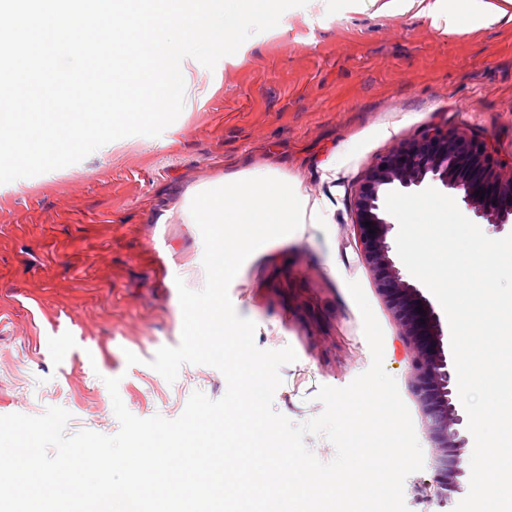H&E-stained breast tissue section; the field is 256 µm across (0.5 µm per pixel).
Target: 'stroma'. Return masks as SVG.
<instances>
[{"mask_svg":"<svg viewBox=\"0 0 512 512\" xmlns=\"http://www.w3.org/2000/svg\"><path fill=\"white\" fill-rule=\"evenodd\" d=\"M182 73L183 110L161 135L120 138L0 184V416L61 407L67 433L115 434L108 377L142 419L178 418L196 391L221 398L226 380L213 367L183 365L170 383L149 366L180 342L176 278L194 291L206 283L202 236L180 205L221 174L274 168L324 217L252 253L229 286L256 345L297 354L280 369L274 409L306 422L323 411L321 386H347L370 367L348 289L358 282L424 453L423 470L405 480L406 505L453 512L469 486L436 495L409 350L361 257L355 193L379 158L433 128L485 138L512 179V21L453 34L370 0H309L214 69L192 59ZM129 351L139 364L128 365Z\"/></svg>","mask_w":512,"mask_h":512,"instance_id":"obj_1","label":"stroma"}]
</instances>
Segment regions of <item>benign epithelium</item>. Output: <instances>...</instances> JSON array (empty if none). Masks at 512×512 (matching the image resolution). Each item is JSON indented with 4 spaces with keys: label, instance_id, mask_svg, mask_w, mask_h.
<instances>
[{
    "label": "benign epithelium",
    "instance_id": "benign-epithelium-1",
    "mask_svg": "<svg viewBox=\"0 0 512 512\" xmlns=\"http://www.w3.org/2000/svg\"><path fill=\"white\" fill-rule=\"evenodd\" d=\"M437 182L447 190L463 192L466 205L487 223L512 224V181L500 178L489 144L439 129H430L421 139L400 145L368 169L356 194L354 224L359 229L363 257L375 273L377 289L398 321L400 336L411 348L414 393L437 448V495L445 500L466 475L464 417L459 413L440 317L395 265L389 243L394 225L385 218L382 207L383 194L392 185L419 188ZM479 190L485 191L484 197L476 195ZM367 221L372 226H366Z\"/></svg>",
    "mask_w": 512,
    "mask_h": 512
}]
</instances>
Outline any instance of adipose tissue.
I'll return each mask as SVG.
<instances>
[{"instance_id": "obj_1", "label": "adipose tissue", "mask_w": 512, "mask_h": 512, "mask_svg": "<svg viewBox=\"0 0 512 512\" xmlns=\"http://www.w3.org/2000/svg\"><path fill=\"white\" fill-rule=\"evenodd\" d=\"M431 20H444L449 32L485 27L502 21H512V12L497 0H382L383 12L397 14L410 8Z\"/></svg>"}]
</instances>
